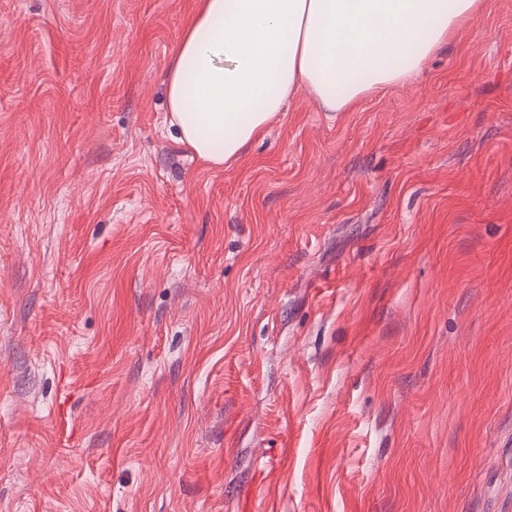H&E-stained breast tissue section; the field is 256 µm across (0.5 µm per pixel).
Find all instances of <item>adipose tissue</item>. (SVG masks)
<instances>
[{
  "mask_svg": "<svg viewBox=\"0 0 512 512\" xmlns=\"http://www.w3.org/2000/svg\"><path fill=\"white\" fill-rule=\"evenodd\" d=\"M481 0H200L166 75L179 142L214 166L239 160L311 92L351 111L412 81Z\"/></svg>",
  "mask_w": 512,
  "mask_h": 512,
  "instance_id": "adipose-tissue-1",
  "label": "adipose tissue"
}]
</instances>
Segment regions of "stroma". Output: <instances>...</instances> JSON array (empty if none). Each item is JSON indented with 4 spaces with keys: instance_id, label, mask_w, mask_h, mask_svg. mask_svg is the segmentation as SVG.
<instances>
[{
    "instance_id": "obj_1",
    "label": "stroma",
    "mask_w": 512,
    "mask_h": 512,
    "mask_svg": "<svg viewBox=\"0 0 512 512\" xmlns=\"http://www.w3.org/2000/svg\"><path fill=\"white\" fill-rule=\"evenodd\" d=\"M406 85L176 142L198 0H0V512H512V0Z\"/></svg>"
}]
</instances>
